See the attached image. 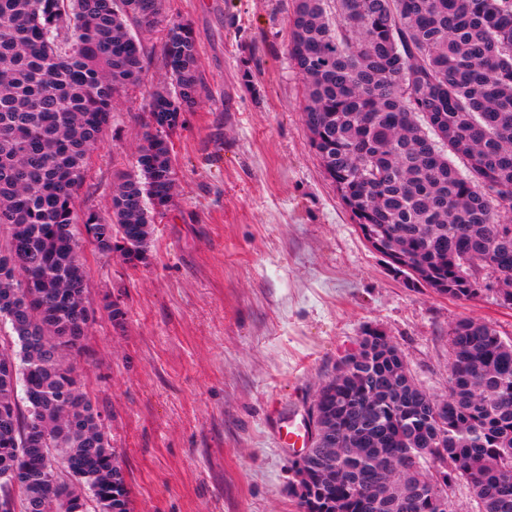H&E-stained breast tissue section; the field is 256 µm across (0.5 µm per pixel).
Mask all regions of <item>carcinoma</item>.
Returning <instances> with one entry per match:
<instances>
[{
  "instance_id": "obj_1",
  "label": "carcinoma",
  "mask_w": 512,
  "mask_h": 512,
  "mask_svg": "<svg viewBox=\"0 0 512 512\" xmlns=\"http://www.w3.org/2000/svg\"><path fill=\"white\" fill-rule=\"evenodd\" d=\"M288 57L310 146L357 224L389 242L412 288L458 299L494 263L512 308V0H292ZM166 29L170 85L150 94L134 169L112 215L76 193L119 95L144 80L131 28ZM204 91L189 26L163 0H0V512H131L126 475L69 354L91 317L84 234L146 259L174 202L169 137ZM465 161L459 169L454 159ZM448 394L367 334L319 389L296 460L299 512H437L463 481L478 512H512V338L473 319L451 330ZM58 464L66 475L46 480Z\"/></svg>"
}]
</instances>
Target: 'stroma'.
<instances>
[{"label": "stroma", "mask_w": 512, "mask_h": 512, "mask_svg": "<svg viewBox=\"0 0 512 512\" xmlns=\"http://www.w3.org/2000/svg\"><path fill=\"white\" fill-rule=\"evenodd\" d=\"M291 0H165L189 24L205 92L172 133L177 196L145 262L91 244L94 310L73 361L123 460L134 512H298L285 437L366 331L448 392L449 333L474 319L512 336L488 275L472 299L407 287L374 251L309 144L288 58ZM143 84L114 104L81 210L108 216L146 98L166 80L162 30L139 31ZM112 300L124 311L111 321Z\"/></svg>", "instance_id": "35a3bbf8"}]
</instances>
